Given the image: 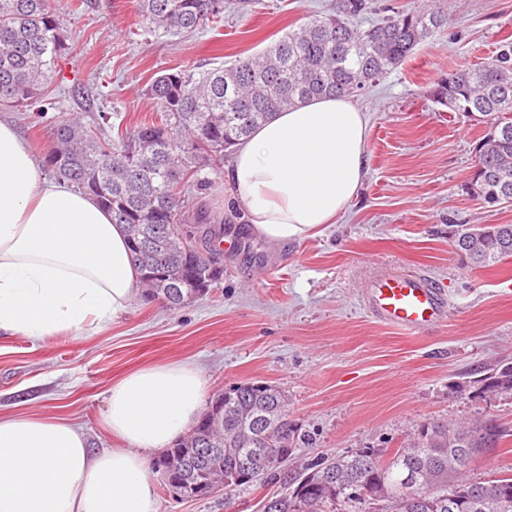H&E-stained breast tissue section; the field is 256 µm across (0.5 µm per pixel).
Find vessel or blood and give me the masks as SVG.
Instances as JSON below:
<instances>
[{"instance_id":"obj_1","label":"vessel or blood","mask_w":512,"mask_h":512,"mask_svg":"<svg viewBox=\"0 0 512 512\" xmlns=\"http://www.w3.org/2000/svg\"><path fill=\"white\" fill-rule=\"evenodd\" d=\"M362 305L379 322L406 333H423L447 323L448 300L418 272L381 267L367 276Z\"/></svg>"}]
</instances>
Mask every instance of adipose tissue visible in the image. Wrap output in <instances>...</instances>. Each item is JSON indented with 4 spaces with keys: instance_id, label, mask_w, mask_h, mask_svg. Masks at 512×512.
I'll list each match as a JSON object with an SVG mask.
<instances>
[{
    "instance_id": "adipose-tissue-1",
    "label": "adipose tissue",
    "mask_w": 512,
    "mask_h": 512,
    "mask_svg": "<svg viewBox=\"0 0 512 512\" xmlns=\"http://www.w3.org/2000/svg\"><path fill=\"white\" fill-rule=\"evenodd\" d=\"M368 117L349 98L274 114L234 148L226 178L253 232L274 245L335 223L366 175ZM139 282L123 225L89 195L49 179L15 124L0 118V332L32 342L123 314ZM202 374L183 363L130 373L105 424L121 448H90L50 417H0V512H156L149 452L197 420Z\"/></svg>"
}]
</instances>
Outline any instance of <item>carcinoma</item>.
Here are the masks:
<instances>
[{"label":"carcinoma","mask_w":512,"mask_h":512,"mask_svg":"<svg viewBox=\"0 0 512 512\" xmlns=\"http://www.w3.org/2000/svg\"><path fill=\"white\" fill-rule=\"evenodd\" d=\"M365 0H336L328 14L315 15L255 57L198 74L165 73L146 89L157 117L132 130L106 137L97 127L61 120L46 155L52 173L91 195L127 227L141 248L131 250L139 272L163 268L162 280L140 277L147 295H169L177 309L204 296L224 275L207 250L211 235L198 239L181 229L180 181L224 168V152L245 138L273 112L312 97L351 96L397 69L415 48L448 27V13L428 2L392 12L366 29L350 19L364 14ZM135 17L165 33L181 35L223 22L224 0H136ZM70 50L54 0H0V108L23 110L40 104L47 110L50 79ZM434 102L450 112L479 114L487 133L477 151L478 169L466 191L487 204L512 200V45L502 46L488 61L448 73L433 91ZM481 238L461 241L471 228L458 231L455 249L476 265H493L512 257V224L484 227ZM455 391L474 398L512 394V361L502 360L483 374L471 372ZM287 410L282 391L270 384L245 382L216 392L208 411L222 421L206 434L211 454L200 439L187 434L164 450L170 468L189 485L200 486L196 498L214 494L213 478H234L239 462H259L254 481L284 478L285 492L272 497L274 512H368L367 493L391 490L401 477L399 503L420 501L411 512H490L486 492L504 476L470 482L462 474L483 448L498 445L507 430L473 423L455 426L425 422L406 446L388 454L360 448L288 472L289 457L300 439L297 424L262 425L264 413Z\"/></svg>","instance_id":"1"}]
</instances>
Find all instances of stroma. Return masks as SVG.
I'll return each mask as SVG.
<instances>
[{
	"instance_id": "35a3bbf8",
	"label": "stroma",
	"mask_w": 512,
	"mask_h": 512,
	"mask_svg": "<svg viewBox=\"0 0 512 512\" xmlns=\"http://www.w3.org/2000/svg\"><path fill=\"white\" fill-rule=\"evenodd\" d=\"M72 47L57 69L63 87L45 113L10 112L30 151L44 159L56 124L101 115L134 128L152 117L150 81L256 55L336 0H254L231 6L224 23L167 36L134 23L135 0H55ZM448 26L402 66L358 92L367 113V175L356 204L319 235L273 246L226 209L231 187L202 171L205 187L185 191V219L205 212L223 226L212 252L224 277L207 296L178 310L136 293L104 329H81L31 345L0 334V416L63 418L90 447L115 448L106 430L112 385L132 370L168 362L199 369L207 394L243 382L277 386L306 441L288 462L301 470L320 457L360 448L394 450L416 424L491 421L510 429L468 467L474 482L512 474V396L474 399L454 392L465 374L512 358V259L467 263L453 246L463 225L512 224V203L489 205L465 190L478 167L486 127L434 102L441 77L486 61L512 42V0H439ZM391 264L428 275L451 304L446 326L419 335L372 318L359 293L363 272ZM157 512H260L280 484H249L231 494L183 500L152 474Z\"/></svg>"
}]
</instances>
